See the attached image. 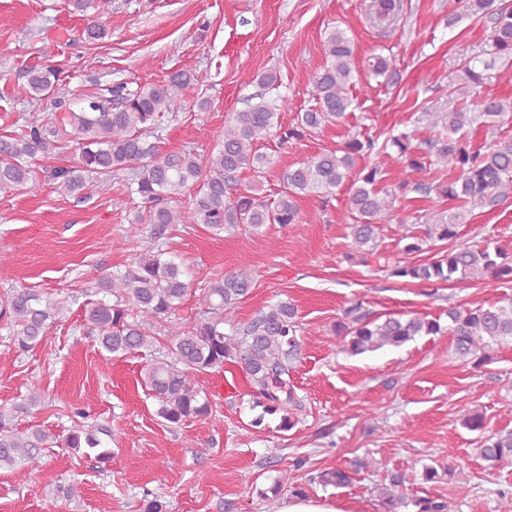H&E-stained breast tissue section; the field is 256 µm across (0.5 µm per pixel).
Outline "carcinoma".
Listing matches in <instances>:
<instances>
[{"instance_id": "carcinoma-1", "label": "carcinoma", "mask_w": 512, "mask_h": 512, "mask_svg": "<svg viewBox=\"0 0 512 512\" xmlns=\"http://www.w3.org/2000/svg\"><path fill=\"white\" fill-rule=\"evenodd\" d=\"M448 12V24L463 15H477L490 24L487 48L482 56L463 62L451 94L453 105L441 120L436 136L422 145L415 135L401 132L382 146L371 138L350 137L334 148H325L282 172L284 190L269 202L261 187L238 188L237 175L250 170L260 175L274 163L261 151V143L274 136L279 148L302 140L330 124H338L351 111L354 97L353 42L346 32L331 28L325 34L324 65L313 73L311 84L315 106L296 114L294 123L283 125L288 98L279 103L260 100L232 113L224 124V136L210 151L192 148L163 151L159 148L162 117L182 108L194 75L187 69L170 72L158 83L120 81L106 88L78 92L60 78L52 66L30 65L22 70L31 101L49 102L51 111H29L18 130L0 135V191L22 190L37 177L35 163L53 159L69 149L72 161L55 166L48 178L61 195L72 196L95 182L106 190L112 177L129 173L127 189L141 199L124 229V239H148L152 245L125 270L101 276L98 292L112 301L88 300L84 317L99 347L109 354L127 355L158 343L154 324L167 325L172 349L145 368L143 382L158 401L157 413L171 425L188 419L214 415L210 398L197 388L198 373L237 362L252 385V409H260L251 421L260 427L267 415H280L279 428L288 431L303 411L292 372L300 352L301 326L297 310L288 302L267 306L248 324L232 333L224 332V319L250 294L251 270L243 262L233 271L213 273L200 289L202 308L189 324L172 320L192 282L182 266L165 258L163 240L171 224L203 225L215 235L246 226L254 232L267 224L287 226L302 222L299 200L310 194L326 195L348 186L346 212L352 243L365 265L384 262L390 276L417 281L429 287L477 281H512V254L498 246L458 244L459 228L470 223L477 208H494L512 193V141L474 148L468 129L480 124L493 129L512 112V100L480 97L488 83L512 76V9L495 5V0H457ZM74 11L85 15L79 39L94 45L108 36L103 17L112 0H70ZM93 10L87 15V10ZM374 22L391 26L398 19L397 0H371ZM373 161L362 167L359 160ZM400 166L426 176L433 171L455 174L446 184L415 183V190H435L454 205L425 218L422 234H405L403 251L413 255L431 242L451 241L442 254L425 262L399 260L389 264L378 238L386 224L401 225L421 216H397L396 193L388 187V176ZM197 187L191 202L178 205L179 198ZM63 302L30 288H14L0 294V320L9 329L16 348L28 351L46 337L60 318ZM347 321L334 326L343 337V351L351 355L374 352L386 346L399 347L417 336L443 332L439 319L423 317L372 318L356 305L345 312ZM448 334L460 359L478 368L491 360L496 345L512 344V299L486 306L447 311ZM14 416L0 411V470L25 464L39 467L43 450L55 437L47 429L13 427ZM112 428L78 424L66 439L67 447L99 463L112 459ZM479 453L490 466L512 463V430L491 433L480 441ZM323 485L342 487L350 482L341 468L320 472Z\"/></svg>"}]
</instances>
